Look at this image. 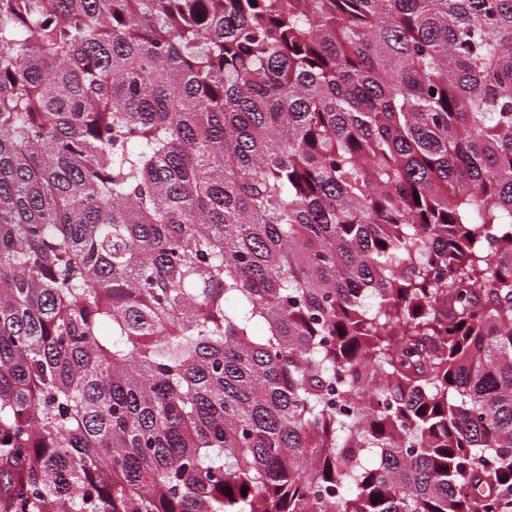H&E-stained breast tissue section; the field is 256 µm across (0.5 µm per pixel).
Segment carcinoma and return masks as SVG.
<instances>
[{
  "instance_id": "obj_1",
  "label": "carcinoma",
  "mask_w": 512,
  "mask_h": 512,
  "mask_svg": "<svg viewBox=\"0 0 512 512\" xmlns=\"http://www.w3.org/2000/svg\"><path fill=\"white\" fill-rule=\"evenodd\" d=\"M0 512H512V0H0Z\"/></svg>"
}]
</instances>
